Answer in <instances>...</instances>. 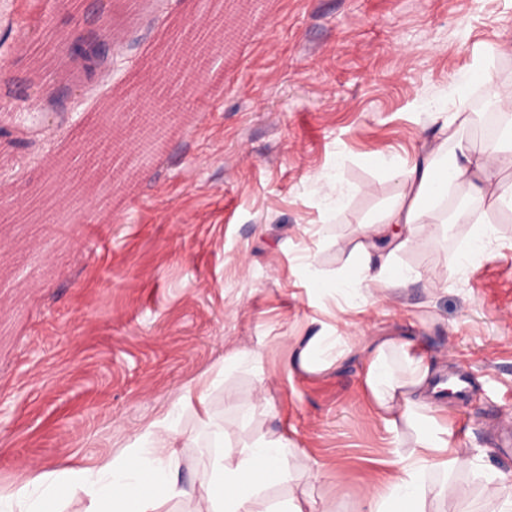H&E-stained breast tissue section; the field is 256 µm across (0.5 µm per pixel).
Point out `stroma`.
Returning a JSON list of instances; mask_svg holds the SVG:
<instances>
[{"label": "stroma", "instance_id": "obj_1", "mask_svg": "<svg viewBox=\"0 0 512 512\" xmlns=\"http://www.w3.org/2000/svg\"><path fill=\"white\" fill-rule=\"evenodd\" d=\"M212 0H112L123 39L112 50V86L127 88L160 40ZM90 16L82 0H0V124L31 128L29 143L0 135V487L32 470L59 471L121 453L139 431L175 421L178 479L190 486L215 453L212 432L244 448L287 435L299 452L291 478L263 492L298 496L315 512H360L384 489L395 432L371 410L354 355L323 374L292 370L305 336H403L432 364L470 377L466 402L446 406L469 463L450 476L434 512H497L495 473L512 472L501 437L512 428V163L483 197L459 185L430 216L419 242L397 251L398 267L421 272L406 290L378 292L364 313L340 311L316 286L351 262L364 225L406 197L397 166L438 134L421 107L443 102L453 131L475 150L503 128L483 88L457 93V78L484 66L512 99V0H274L251 28L219 92L193 97L189 128L148 164L111 223L100 200L66 212L15 202L45 187L47 157L78 128L107 88L74 79L63 110L48 113L65 43ZM353 192L325 211L319 176ZM484 211L483 255L456 273L472 227L452 207ZM256 361L224 367L238 351ZM207 385L208 416L180 400Z\"/></svg>", "mask_w": 512, "mask_h": 512}]
</instances>
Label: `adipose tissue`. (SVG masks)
<instances>
[{
	"label": "adipose tissue",
	"instance_id": "adipose-tissue-1",
	"mask_svg": "<svg viewBox=\"0 0 512 512\" xmlns=\"http://www.w3.org/2000/svg\"><path fill=\"white\" fill-rule=\"evenodd\" d=\"M504 154H512V122L482 151L461 138L452 146L440 139L410 167L392 168V175L410 185L413 197L363 230V240L352 252V270L337 282L346 305H365L371 286L396 291L413 282L414 274L394 265L396 251L419 241L428 229L430 212L455 186L468 184L479 195L485 186L496 184L498 160ZM352 348L345 336H313L291 352L289 363L298 370L323 373ZM364 352L363 388L370 407L392 427L416 432L414 445L392 459L395 475L384 491L371 495L367 512H431V502L448 496L452 487L446 482L426 484V472L449 474L465 462L452 446L448 427L426 416L433 404L431 365L413 341L400 336L377 337ZM172 429L166 416L145 427L120 455L101 458L93 466L32 473L24 482L0 489V512H60L61 500L78 492L87 498L85 512H164L177 498L188 500V512H313L297 497L276 507L262 496L264 489L289 476L288 458L294 450L290 438L282 435L246 448L221 449L199 482L187 489L176 475Z\"/></svg>",
	"mask_w": 512,
	"mask_h": 512
}]
</instances>
